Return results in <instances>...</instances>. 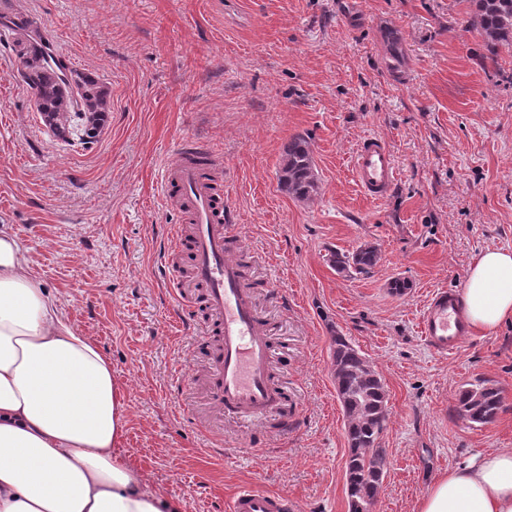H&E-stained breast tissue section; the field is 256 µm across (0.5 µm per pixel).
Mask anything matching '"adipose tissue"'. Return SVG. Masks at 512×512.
Masks as SVG:
<instances>
[{
  "mask_svg": "<svg viewBox=\"0 0 512 512\" xmlns=\"http://www.w3.org/2000/svg\"><path fill=\"white\" fill-rule=\"evenodd\" d=\"M462 306L476 333L512 323V251L472 257ZM126 416L111 360L68 323L0 228V512H182L120 455ZM417 509L512 512V450L449 468Z\"/></svg>",
  "mask_w": 512,
  "mask_h": 512,
  "instance_id": "ef3b65f1",
  "label": "adipose tissue"
}]
</instances>
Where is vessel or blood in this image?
Segmentation results:
<instances>
[{"label": "vessel or blood", "mask_w": 512, "mask_h": 512, "mask_svg": "<svg viewBox=\"0 0 512 512\" xmlns=\"http://www.w3.org/2000/svg\"><path fill=\"white\" fill-rule=\"evenodd\" d=\"M187 142H180L176 156L163 167V199L178 202L189 213L188 236H175L160 259L162 272H170L182 249L190 251L191 279L203 291V305L221 324V341L209 378L212 401L224 413L238 417H269L277 413L283 395L273 382L270 365L273 349L267 336L269 324L258 311L247 287L236 253L237 213L225 205L224 195L212 178V168L189 160ZM352 172L362 192L384 200L395 184L396 168L389 143L379 136L360 142ZM461 293L439 289L428 297L419 321L422 338L437 353L452 354L469 334L461 314ZM287 493L243 488L228 512H294Z\"/></svg>", "instance_id": "b4317fda"}]
</instances>
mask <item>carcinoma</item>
I'll return each mask as SVG.
<instances>
[{
  "mask_svg": "<svg viewBox=\"0 0 512 512\" xmlns=\"http://www.w3.org/2000/svg\"><path fill=\"white\" fill-rule=\"evenodd\" d=\"M469 25L480 34L485 52L479 63L496 64L499 47L512 42V0H473ZM18 65L35 95L36 111L44 124L63 139L76 126L90 145L104 128L111 104L107 91L90 73L68 68L53 56L41 36L30 32L17 40ZM278 181L289 194L310 199L318 190V174L309 139L293 137L283 150ZM381 260L377 246L364 243L351 252L333 250L327 261L336 273L349 278L370 277ZM332 374L340 401L348 442L345 476L348 496L369 512L387 473V455L381 448L386 428L387 391L380 375L346 337H332ZM501 407L500 391L485 379L467 383L457 394L458 414L472 424L493 422Z\"/></svg>",
  "mask_w": 512,
  "mask_h": 512,
  "instance_id": "1",
  "label": "carcinoma"
}]
</instances>
